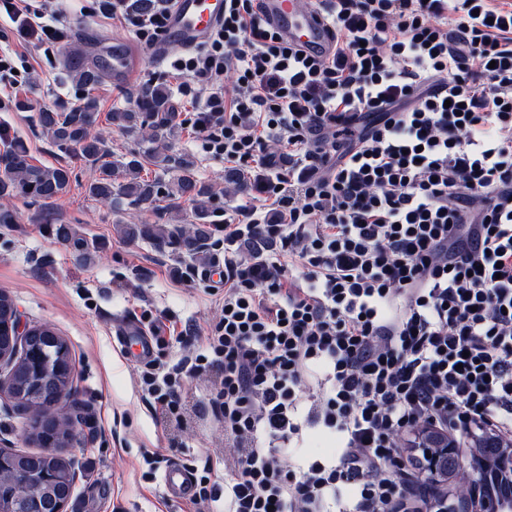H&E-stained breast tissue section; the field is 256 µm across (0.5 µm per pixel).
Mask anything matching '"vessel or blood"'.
Here are the masks:
<instances>
[{
    "label": "vessel or blood",
    "mask_w": 512,
    "mask_h": 512,
    "mask_svg": "<svg viewBox=\"0 0 512 512\" xmlns=\"http://www.w3.org/2000/svg\"><path fill=\"white\" fill-rule=\"evenodd\" d=\"M262 16L288 41L300 44L308 53L326 54L332 45L330 31L317 9L306 0H258ZM224 18V0H173L170 37L155 47L164 56L169 46L192 48L203 44ZM135 57L127 45L114 46L107 63L113 80H127L134 70ZM191 475L181 467L167 468L162 484L168 496L179 499L191 492Z\"/></svg>",
    "instance_id": "vessel-or-blood-1"
}]
</instances>
